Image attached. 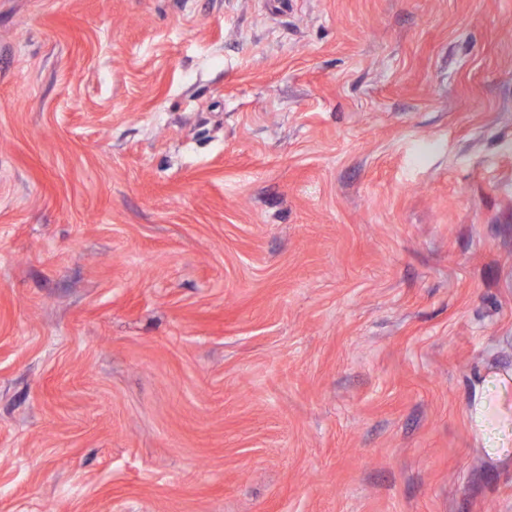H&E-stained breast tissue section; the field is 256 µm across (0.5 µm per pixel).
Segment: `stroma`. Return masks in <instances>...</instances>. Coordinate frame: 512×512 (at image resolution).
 <instances>
[{
	"instance_id": "stroma-1",
	"label": "stroma",
	"mask_w": 512,
	"mask_h": 512,
	"mask_svg": "<svg viewBox=\"0 0 512 512\" xmlns=\"http://www.w3.org/2000/svg\"><path fill=\"white\" fill-rule=\"evenodd\" d=\"M0 512H512V0H0Z\"/></svg>"
}]
</instances>
